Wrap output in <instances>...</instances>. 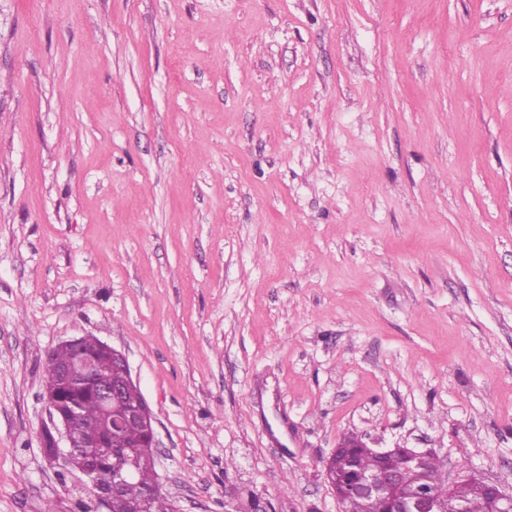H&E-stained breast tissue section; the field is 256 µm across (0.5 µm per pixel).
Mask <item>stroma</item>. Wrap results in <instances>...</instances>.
Here are the masks:
<instances>
[{"label":"stroma","mask_w":512,"mask_h":512,"mask_svg":"<svg viewBox=\"0 0 512 512\" xmlns=\"http://www.w3.org/2000/svg\"><path fill=\"white\" fill-rule=\"evenodd\" d=\"M78 336L175 512H342L352 432L511 491L512 0H0V512L85 496ZM66 344L72 354V359L66 364L56 366L57 371L63 376L74 377L80 384L91 383L96 377V361L95 358L89 354H97L99 357V368L97 372V383L99 385H110L116 383L118 380L124 379V370L126 372V379L129 383H133L129 364L125 354L111 347L106 343H102L106 346L111 354L112 360L97 352L96 340L94 337H87L85 339L84 347V336L73 337L63 342ZM88 352H87V351ZM112 361L121 366L112 365Z\"/></svg>","instance_id":"stroma-1"}]
</instances>
